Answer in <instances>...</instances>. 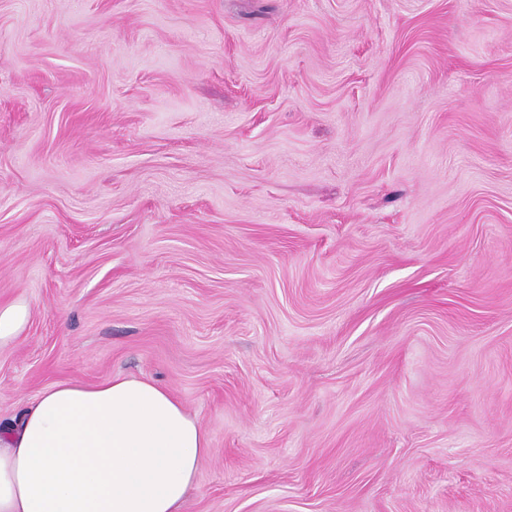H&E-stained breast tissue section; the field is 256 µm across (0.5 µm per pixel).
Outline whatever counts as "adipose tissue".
Returning a JSON list of instances; mask_svg holds the SVG:
<instances>
[{"label": "adipose tissue", "instance_id": "obj_1", "mask_svg": "<svg viewBox=\"0 0 512 512\" xmlns=\"http://www.w3.org/2000/svg\"><path fill=\"white\" fill-rule=\"evenodd\" d=\"M211 453L150 378L59 382L0 422V512H183Z\"/></svg>", "mask_w": 512, "mask_h": 512}]
</instances>
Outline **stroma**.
<instances>
[{
  "instance_id": "35a3bbf8",
  "label": "stroma",
  "mask_w": 512,
  "mask_h": 512,
  "mask_svg": "<svg viewBox=\"0 0 512 512\" xmlns=\"http://www.w3.org/2000/svg\"><path fill=\"white\" fill-rule=\"evenodd\" d=\"M0 418L169 387L184 512H512V0H0ZM30 314L25 300H17L7 305L0 304V347L18 339L25 329Z\"/></svg>"
}]
</instances>
